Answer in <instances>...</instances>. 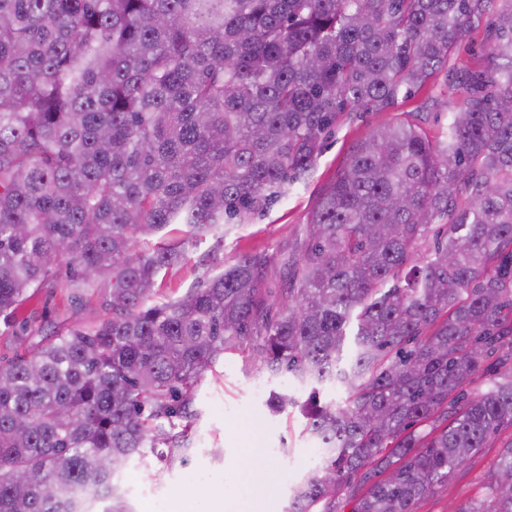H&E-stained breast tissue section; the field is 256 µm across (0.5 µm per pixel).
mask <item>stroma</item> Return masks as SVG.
<instances>
[{
  "instance_id": "1",
  "label": "stroma",
  "mask_w": 512,
  "mask_h": 512,
  "mask_svg": "<svg viewBox=\"0 0 512 512\" xmlns=\"http://www.w3.org/2000/svg\"><path fill=\"white\" fill-rule=\"evenodd\" d=\"M463 92L438 77L431 87L400 101L388 112L344 117L327 139L311 177L288 189L267 209L239 224L224 228L223 240L208 236L186 243V259L161 271L157 298L179 297L200 280L236 264L243 256L266 253L270 259L268 288L283 286L281 251L300 237L322 187L330 182L351 150L386 123L407 119L428 135L446 125L449 112L462 101ZM110 285L77 303L68 302L57 288H43L25 302L12 321L0 318V360L11 359L19 348L10 328L30 314H37L40 332L29 345L74 325H88L104 318ZM262 383L264 394L252 387ZM305 398L307 389L287 377H270L238 354H225L213 374L200 384L193 419V442L188 465L166 467L155 457L132 462L125 473L136 512H170L176 498L186 500L192 512H208L204 491L211 485L224 490V512H285L288 488L308 467L310 448L316 442L306 430L299 409L272 413L266 405L269 390ZM512 442V427H502L493 448L482 449L449 479L421 500L416 512H455L463 502L480 495L484 477L491 470L500 447Z\"/></svg>"
}]
</instances>
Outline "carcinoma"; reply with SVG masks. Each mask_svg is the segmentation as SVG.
Wrapping results in <instances>:
<instances>
[{"instance_id":"cac0c4a2","label":"carcinoma","mask_w":512,"mask_h":512,"mask_svg":"<svg viewBox=\"0 0 512 512\" xmlns=\"http://www.w3.org/2000/svg\"><path fill=\"white\" fill-rule=\"evenodd\" d=\"M484 23L446 127L353 148L277 301L253 254L153 302L184 252L150 238L244 221L344 115L431 84ZM62 271L70 301L110 281L108 315L0 363V512H86L83 490L133 512L118 474L147 448L187 463L227 352L311 387L322 456L287 512H414L512 426V0H0V316ZM456 512H512V443ZM487 43V31L482 25L459 43L455 53L448 61V69H453L457 65H465L473 70L480 68L483 64Z\"/></svg>"}]
</instances>
